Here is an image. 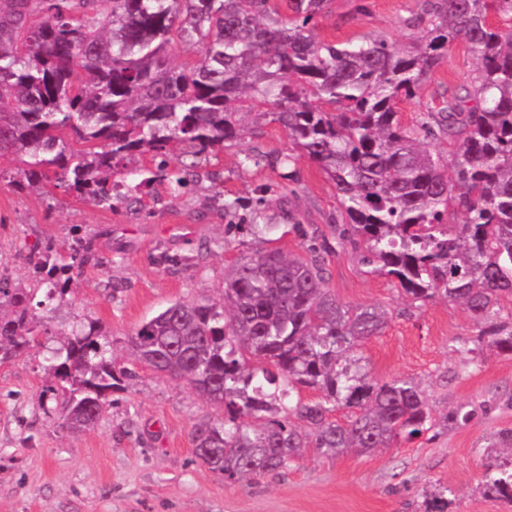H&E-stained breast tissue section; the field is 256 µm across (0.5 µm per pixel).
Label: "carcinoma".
<instances>
[{
  "label": "carcinoma",
  "mask_w": 512,
  "mask_h": 512,
  "mask_svg": "<svg viewBox=\"0 0 512 512\" xmlns=\"http://www.w3.org/2000/svg\"><path fill=\"white\" fill-rule=\"evenodd\" d=\"M333 0H0V157L21 163L23 184L48 183L109 210L142 203L157 180L183 188L202 158L239 141L240 114L266 106L288 140L333 181L347 226L376 264L416 300L441 296L486 324L476 339L512 354V0H426L424 34L406 48L383 37L359 44L316 38ZM463 39L476 71L462 92L406 126L397 103L416 97ZM175 43L200 48L174 63ZM445 139L452 163L425 146ZM185 144L193 160L167 171ZM162 157L112 179L126 161ZM461 215L448 223V211ZM35 282L64 293L96 265L92 242L62 258H30ZM32 289L0 278V362L32 341ZM385 310L350 307L325 288L317 259L256 250L224 279L218 302H175L131 336L137 360L224 408L193 431L196 457L231 482L287 469L312 440L328 455L369 453L433 427L432 409L407 380L381 384L359 369L361 342ZM255 364L248 365V358ZM54 374L69 384L66 421L95 423L112 392L136 374L118 369L97 330L71 339ZM302 387L320 392L294 398ZM100 399L98 412L78 401ZM340 408L351 415L333 417ZM304 423L291 424L290 418ZM485 490L512 502V464L490 465Z\"/></svg>",
  "instance_id": "1"
}]
</instances>
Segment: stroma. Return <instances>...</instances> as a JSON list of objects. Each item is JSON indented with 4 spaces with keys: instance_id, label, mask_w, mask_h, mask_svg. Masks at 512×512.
<instances>
[{
    "instance_id": "obj_1",
    "label": "stroma",
    "mask_w": 512,
    "mask_h": 512,
    "mask_svg": "<svg viewBox=\"0 0 512 512\" xmlns=\"http://www.w3.org/2000/svg\"><path fill=\"white\" fill-rule=\"evenodd\" d=\"M365 12H355V4ZM423 0H335L319 20L318 38L338 43L380 36L407 47L424 33L414 22ZM476 62L464 40L449 44L414 99L398 103L412 124L448 91L469 84ZM236 145L217 150L197 181L179 196L155 183L140 210L109 211L57 188L18 185L15 160L0 159V275L33 288L25 258L52 246L64 254L74 238L93 239L102 258L68 284L64 295L35 290L33 341L0 363V512H424L443 493L446 512H512L485 495L492 460L512 459V354L482 344L476 363L460 353L480 329L463 305L436 297L417 301L362 260L363 244L339 240L341 203L332 180L295 153L267 108L244 116ZM262 164L242 165L245 153ZM295 154V179L267 165ZM244 200L235 215L225 202ZM265 224L255 236L256 224ZM330 243L326 286L337 301L375 306L385 327L366 340L361 364L371 380L420 386L436 426L371 455H325L309 447L288 469L230 482L194 454L196 424L220 418L221 407L190 387L152 372L133 355L129 338L171 302L219 300L224 278L242 256L262 247L308 258L310 244ZM96 326L116 366L135 372L115 392L92 428L65 420L69 393L53 374L55 356L73 334ZM475 407L468 422L447 417Z\"/></svg>"
}]
</instances>
